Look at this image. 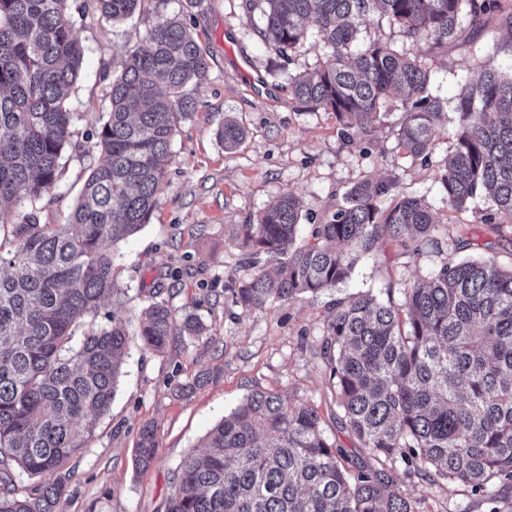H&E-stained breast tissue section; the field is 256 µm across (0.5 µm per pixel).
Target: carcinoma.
Segmentation results:
<instances>
[{"instance_id": "cac0c4a2", "label": "carcinoma", "mask_w": 512, "mask_h": 512, "mask_svg": "<svg viewBox=\"0 0 512 512\" xmlns=\"http://www.w3.org/2000/svg\"><path fill=\"white\" fill-rule=\"evenodd\" d=\"M112 22L138 0H95ZM263 37L281 54L315 28L327 58L291 78L304 109L335 114L341 134L373 139L380 110L397 94L405 109L398 145L427 163L445 131L444 102L419 57L378 38L359 43L360 18L375 11L415 43L446 50L498 16L500 0H262ZM83 51L69 0H0V512H64L69 460L106 415L129 345L126 323L95 322L123 294L115 245L150 223L180 125L192 117L208 52L180 15L161 19L112 79L95 131L94 160L68 224L40 221L70 141V98ZM455 150L439 167L448 204L491 201L484 223L512 226V68L489 60L456 97ZM227 150L243 127L218 130ZM394 183L363 180L325 223L298 242L301 204L268 205L237 240L252 267L273 264L227 288L242 313L274 300L315 295L348 280L357 261L389 242L418 253L438 221ZM25 202L14 214L8 205ZM83 338L73 344L76 331ZM206 327L177 320L162 301L145 308L141 344L160 352ZM326 345L336 405L361 448L405 472L458 481L488 500L512 492V268L494 258L446 262L405 289L398 306L370 292L340 298ZM205 451L177 467L165 512H416L392 471L361 467L322 428L318 409L255 390L212 427ZM156 427L144 424L138 468L153 462Z\"/></svg>"}]
</instances>
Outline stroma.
Wrapping results in <instances>:
<instances>
[{"label": "stroma", "instance_id": "1", "mask_svg": "<svg viewBox=\"0 0 512 512\" xmlns=\"http://www.w3.org/2000/svg\"><path fill=\"white\" fill-rule=\"evenodd\" d=\"M262 0H141L135 14L112 23L95 13L92 0H70L83 63L72 92L74 135L60 160V175L45 198L42 221L67 223L90 163L93 132L109 103L113 77L127 52L161 19L181 15L209 51V72L196 91L198 107L181 125L172 159L149 224L114 245L122 296L107 311L126 320L132 334L115 399L87 445L69 463L65 512H165L173 472L183 456L251 392L280 391L317 407L327 435L349 456L348 467L369 463L342 424L325 359L320 354L332 303L358 292L401 303L404 291L443 263L495 257L512 266V230L497 234L485 224L491 203L479 196L452 210L438 180V166L455 147L456 94L476 77L487 58L512 63V40L497 18L438 53L407 40L386 18L370 13L361 34L379 37L419 56L431 73V90L444 102L446 132L432 145L430 165L412 159L396 139L403 117L398 99L381 110L372 142L345 139L333 113L302 110L289 79L322 64L326 50L315 31L290 56L279 55L262 34ZM245 130L234 150L217 131L225 118ZM394 179L396 192L429 208L439 226L437 242L422 252L392 247L359 260L352 278L322 293L241 313L224 296L232 281L251 274L236 244L239 225L286 193L302 206L301 239L335 211L343 194L366 180ZM166 302L176 317L198 316L206 325L197 339L156 352L135 333L144 307ZM205 370L216 379L194 389L185 384ZM157 428L154 463L136 469L134 448L142 425ZM417 512H488L469 487L447 480L400 477Z\"/></svg>", "mask_w": 512, "mask_h": 512}]
</instances>
